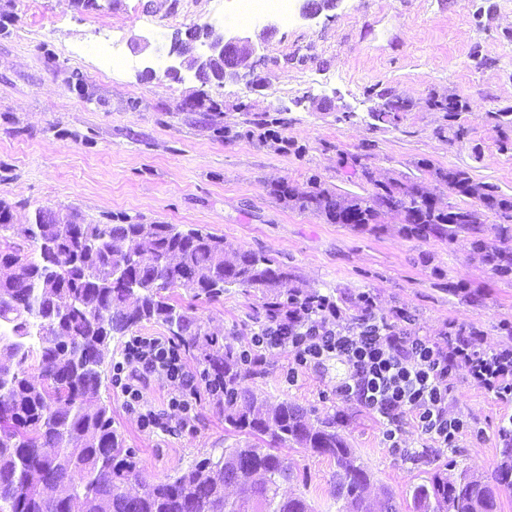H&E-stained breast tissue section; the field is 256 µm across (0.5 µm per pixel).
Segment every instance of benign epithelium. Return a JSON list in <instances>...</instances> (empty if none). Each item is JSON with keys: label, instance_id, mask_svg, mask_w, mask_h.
I'll return each instance as SVG.
<instances>
[{"label": "benign epithelium", "instance_id": "1", "mask_svg": "<svg viewBox=\"0 0 512 512\" xmlns=\"http://www.w3.org/2000/svg\"><path fill=\"white\" fill-rule=\"evenodd\" d=\"M336 0H303L300 14L304 18L317 16L325 8L335 7ZM187 40L176 35L167 57L172 64L165 69V75H178L180 68L186 67L195 71L199 79L204 82L215 81L219 84L229 79H239L237 60L250 56L254 52V45L247 36H241L224 27L205 26L197 30L186 31ZM200 43L201 50L191 57L186 54L191 45Z\"/></svg>", "mask_w": 512, "mask_h": 512}]
</instances>
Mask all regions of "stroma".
Returning <instances> with one entry per match:
<instances>
[{"instance_id": "obj_1", "label": "stroma", "mask_w": 512, "mask_h": 512, "mask_svg": "<svg viewBox=\"0 0 512 512\" xmlns=\"http://www.w3.org/2000/svg\"><path fill=\"white\" fill-rule=\"evenodd\" d=\"M220 8L219 0H98L93 9L78 0H0V205L13 224L51 208L94 224L202 228L275 258L307 287L337 298L371 293L377 315L404 312L423 335L457 323L478 330L484 347L512 344V274H495L484 260L512 246L494 217L478 237L422 240L401 233L395 214L382 215L381 231L360 232L273 193L282 184L307 190L315 174L343 197L398 180L421 184L440 207H476L418 168L426 159L512 196V149L502 148L512 138V0H338L316 18L279 21L273 33L244 28L257 50L240 59L242 80L205 83L187 69L142 77L145 58L168 51L175 34L217 24ZM97 22L119 39L124 66L101 64ZM141 36L149 40L143 52L134 46ZM453 98L463 109L452 118L441 104ZM396 99L406 105L398 120H377ZM349 154L368 155L370 178L350 174ZM182 303L240 347L260 327L258 300L236 290L218 302ZM291 361L288 350L267 352L244 387L294 402L313 419L335 416L371 470L374 492L391 491L407 507L412 487L435 470L491 476L512 408L475 388L466 368L457 370L449 406L480 436L437 448L408 420L404 456L386 447L370 413L337 398L340 364L309 368L291 386ZM101 397L146 482L224 445V417L207 393L193 430L178 435L141 428L111 384ZM286 455L295 479L282 494L336 512L334 461L303 448Z\"/></svg>"}]
</instances>
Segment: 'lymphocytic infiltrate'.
Here are the masks:
<instances>
[{"label":"lymphocytic infiltrate","instance_id":"1","mask_svg":"<svg viewBox=\"0 0 512 512\" xmlns=\"http://www.w3.org/2000/svg\"><path fill=\"white\" fill-rule=\"evenodd\" d=\"M360 313L347 323L345 311L332 304L318 309L289 308L280 322L261 328L243 353V363L258 367L266 351L286 348L293 361L289 380H297L309 366L334 361L345 371L336 395L356 401L385 426L384 441L402 451V428L413 420L417 429L438 448L455 447L472 432L470 421L449 409L456 370L467 367L470 382L485 394L512 404V345L486 348L481 335L463 324H450L441 338L397 327L374 311V298L359 296ZM112 383L120 388L127 410L144 428L176 434L190 429L193 401L203 379L191 370L181 352L162 336H133L122 361L112 366ZM171 389L169 408L178 419L155 411L143 400L142 386L150 377Z\"/></svg>","mask_w":512,"mask_h":512}]
</instances>
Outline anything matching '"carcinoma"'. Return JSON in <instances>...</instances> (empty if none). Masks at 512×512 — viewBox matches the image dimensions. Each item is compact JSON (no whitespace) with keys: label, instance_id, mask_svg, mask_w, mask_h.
Here are the masks:
<instances>
[{"label":"carcinoma","instance_id":"carcinoma-1","mask_svg":"<svg viewBox=\"0 0 512 512\" xmlns=\"http://www.w3.org/2000/svg\"><path fill=\"white\" fill-rule=\"evenodd\" d=\"M437 180L478 199L512 233V198L474 182L458 168L434 170ZM297 194L275 188L284 201L324 213L336 224L365 229L384 213L401 217L400 231L446 241L478 234L484 221L471 208L443 210L417 183L392 181L367 197L346 199L321 188ZM36 211L26 228L35 245L12 242L14 225L0 211V512H315L301 496L285 497L294 473L286 448L309 449L335 461L336 512H400L386 493L380 508L368 495L371 471L336 432V418L312 421L301 406L275 404L241 387V350L218 344L191 309L170 292L218 301L236 288L260 293L270 323L288 308L317 306L330 297L305 288L288 267L263 254L238 250L224 237L177 224H45ZM494 271L512 272V248L486 255ZM167 326L178 347L204 365L206 389L224 415V434L246 437L195 461L164 481L139 480L135 454L112 428V411L100 402L102 367L110 344L142 322ZM37 363V373L27 370ZM496 462L498 483L512 481V437ZM235 488V495L226 489ZM412 512H498L496 488L464 472L439 470L412 487Z\"/></svg>","mask_w":512,"mask_h":512}]
</instances>
